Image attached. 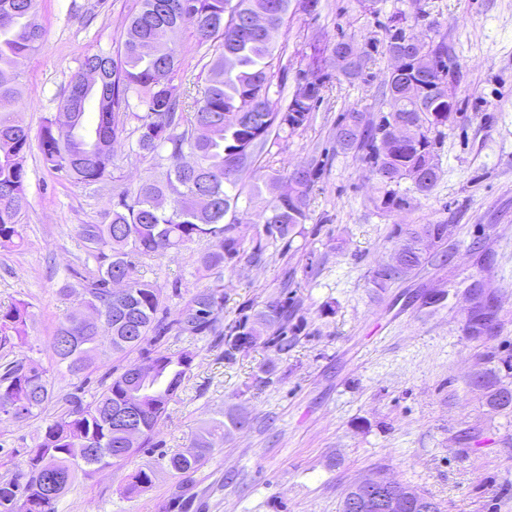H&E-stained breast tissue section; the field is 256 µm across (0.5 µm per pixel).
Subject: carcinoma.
<instances>
[{
  "instance_id": "cac0c4a2",
  "label": "carcinoma",
  "mask_w": 512,
  "mask_h": 512,
  "mask_svg": "<svg viewBox=\"0 0 512 512\" xmlns=\"http://www.w3.org/2000/svg\"><path fill=\"white\" fill-rule=\"evenodd\" d=\"M305 0H139L127 20L116 52L99 51L84 56L79 71L66 91L61 110L75 118L64 127L45 119L38 132L41 159L49 170L70 183L94 185L112 178V145L125 130L132 107L137 127V154L161 156L169 151L168 165L160 175H147L132 190L118 193V202L104 212L98 224H82L79 236L98 267L83 285L82 304L96 311L105 331L82 326L69 316L51 338L57 364L68 375L86 379L96 368V358L107 349L120 356L136 352L140 362L156 368L154 386L140 396L131 394L138 363L127 365L91 400L79 394L65 398L62 411L47 422L29 451L26 469L0 481V512H57L77 474L122 465L143 448L153 447L156 429L167 417L170 402L190 369L194 354L166 353L158 343L171 331L193 338L215 336L224 341V359L257 344L286 354L295 337L288 335V301L267 304L253 316L244 315L229 331L220 325L224 289H199L179 319L168 323L158 316L162 289L135 274L136 260L198 245L191 258L202 277L218 274L240 260L259 259L267 246L290 241L298 226L308 219L309 196L319 178L311 165H300L282 176L273 172L253 185L240 207L241 174L262 155L267 143L304 126L324 92L335 78L325 72L306 99L299 90L284 101L272 94L274 61L278 48L274 33L288 15L302 12ZM384 25L383 40L370 38L371 51L350 61L339 75L352 82L364 78L371 52L405 50L425 60L417 76L393 73L385 77L382 94L393 103L392 111L374 121L356 109L344 113L336 124L333 149L354 151L378 183L380 208L409 206L399 194L401 182L409 181L420 193H428L439 178L432 132L448 125V101L433 91L448 82L453 62L444 43L405 41V29L395 21ZM201 43L211 42L215 53L206 64L208 85L184 112L174 81L179 67L173 40L184 31ZM43 28L37 20L36 0H0V250L9 251L23 240L22 217L27 208L25 158L31 149L29 128L14 119L22 99L21 77L27 61L39 50ZM336 39L314 41L305 54L307 71L320 66L326 51H336ZM96 106L97 118L85 120L88 103ZM402 123L413 135L380 146L391 122ZM261 208L263 223L254 225L247 239L240 227L250 223L249 213ZM395 254L404 268L385 264L375 270L373 282L386 288L419 267L426 251L448 235L446 224H407ZM29 304L20 301L0 310V351L4 356L24 344ZM477 383L486 389L485 404L494 412L512 410V387L485 377ZM53 398L49 370L38 360L23 356L8 362L0 374V423L37 419ZM127 410L141 425L143 440L130 450L126 426L112 418ZM248 418L234 408L200 430L190 447L195 452L162 455L167 470L189 476L213 459L216 435L242 430ZM154 471L138 469L130 475L129 494L152 487Z\"/></svg>"
}]
</instances>
